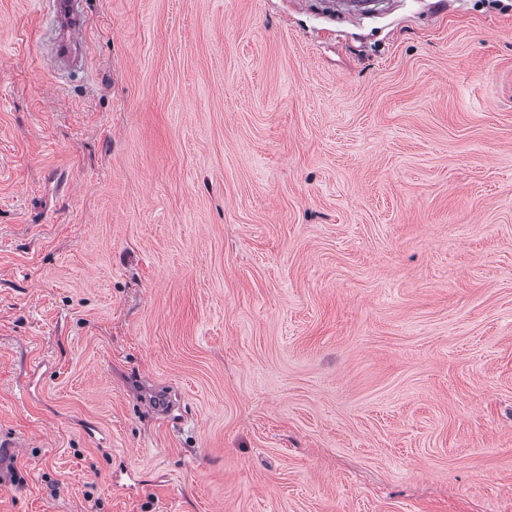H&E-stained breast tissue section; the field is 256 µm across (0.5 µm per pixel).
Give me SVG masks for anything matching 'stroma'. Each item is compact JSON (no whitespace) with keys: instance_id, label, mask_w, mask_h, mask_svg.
Masks as SVG:
<instances>
[{"instance_id":"1","label":"stroma","mask_w":512,"mask_h":512,"mask_svg":"<svg viewBox=\"0 0 512 512\" xmlns=\"http://www.w3.org/2000/svg\"><path fill=\"white\" fill-rule=\"evenodd\" d=\"M0 0V512H512V0ZM52 11L58 28L57 56L67 57L73 50L83 46L87 25L74 9L78 0L52 1Z\"/></svg>"}]
</instances>
